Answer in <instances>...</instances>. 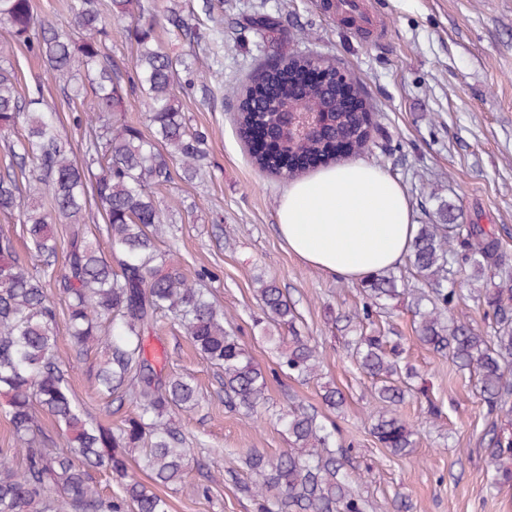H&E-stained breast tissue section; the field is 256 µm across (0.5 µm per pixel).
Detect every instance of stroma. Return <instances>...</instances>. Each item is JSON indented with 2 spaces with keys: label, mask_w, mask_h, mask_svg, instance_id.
Masks as SVG:
<instances>
[{
  "label": "stroma",
  "mask_w": 512,
  "mask_h": 512,
  "mask_svg": "<svg viewBox=\"0 0 512 512\" xmlns=\"http://www.w3.org/2000/svg\"><path fill=\"white\" fill-rule=\"evenodd\" d=\"M173 1L212 41L200 50L158 34L171 55H197L196 68L206 77L210 99L185 95L181 102L191 125L208 135L210 167L201 180L175 176L156 189L160 208L174 220L159 246L176 250L188 279L210 272L209 287L270 383L260 415L230 411L222 371L182 329L164 322L147 336L149 358L193 376L203 395L198 408L172 415L191 441V454L186 482L165 491L171 512H254L241 491L250 480L244 460L255 449L274 457L288 448L275 415L293 401L336 423L368 512H394L403 500L410 512H512V489L495 488L486 472L481 442L488 420L474 382L417 342L407 297L388 301L374 327L401 336L406 360L427 389L396 408L415 428V447L396 457L371 436L372 382L343 350L359 326L355 312L363 296L357 283L305 264L279 236L276 209L288 181L252 163L234 122L233 95L264 61L261 38L247 27L250 18L257 12L279 18L289 51L329 59L362 83L372 108L370 143L359 159L403 185L415 223H439L440 208H447L455 223L493 230L512 256V0H364L382 29L370 39L329 9V0H155L156 11ZM220 13L239 21L240 30L217 37L212 18ZM0 50L16 61L22 87L40 85L55 103L59 132L80 143L84 105L65 101L41 61L1 24ZM260 276L275 280L294 303L298 331L322 354L320 379L302 385L279 370L255 325L263 317L254 293ZM58 351L92 417L117 426L133 414L131 404L97 394L96 351L78 354L64 339ZM325 383L342 392L340 409L323 404ZM431 402L439 409L432 417L426 414ZM202 485L208 494L199 493Z\"/></svg>",
  "instance_id": "1"
}]
</instances>
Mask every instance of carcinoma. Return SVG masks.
I'll return each mask as SVG.
<instances>
[{"label": "carcinoma", "mask_w": 512, "mask_h": 512, "mask_svg": "<svg viewBox=\"0 0 512 512\" xmlns=\"http://www.w3.org/2000/svg\"><path fill=\"white\" fill-rule=\"evenodd\" d=\"M74 29L44 25L34 29L33 0H0V23L12 41L33 49L47 64L68 100L91 98L84 143L76 147L61 136L52 109L39 90L19 91L16 63L0 54V133L23 123L24 133L4 148L10 157L33 158L36 169L8 167L0 173V214L19 212L30 252H18L0 239V394L6 398L16 448V468L0 460V512H56L51 492L63 498L67 512H169L155 487L180 485L186 478L189 449L172 424L176 409H191L201 394L188 377L173 374L148 357L146 335L168 318L185 330L198 352L224 372V403L251 414L265 404L268 376L224 328V309L203 279L193 283L174 254L158 252L155 239L168 217L154 198L155 187L171 178L177 162L183 177L204 174V132L188 124L178 98L177 61L155 38L150 0H109L117 20H128L135 46L133 71L107 52L112 30L100 0H66ZM169 30L201 36L175 8L167 10ZM253 29L280 30L267 14L251 18ZM288 38L270 40L280 65H262L242 92L235 122L240 136L253 122L270 124L269 141L251 147L262 169L285 178L296 176L294 155L311 165L336 161V145L356 154L367 146L357 116L343 111V91L334 68L312 85L294 73L322 57L288 54ZM141 92L150 134L126 121L123 104ZM300 109L322 114L321 133L299 143L279 141L276 113ZM47 199L50 208L39 203ZM97 209L103 220L98 235H88L85 215ZM66 225V248L53 231ZM409 261L423 288L413 302L416 339L473 374L490 417L485 432L486 470L499 488H512V431L498 424L512 416V288L473 289L491 314L492 333L483 334L451 314L458 296L457 276L512 281V258L499 237L480 224H420ZM55 285L67 299V333L77 353H101L95 373L99 392L129 401L134 414L114 428L91 417L76 400L57 351V309L47 295ZM389 270L361 281L366 295L362 320L372 321L384 301L400 295ZM256 297L267 323L286 336H267L280 365L303 380L318 375L320 355L298 334L293 303L273 280H260ZM359 368L374 381L382 411L371 433L396 456L413 447L412 426L393 413L410 389L412 368L403 362L401 343L391 336L362 334L350 343ZM47 413L57 435L39 425L36 411ZM290 448L275 457L256 450L247 458L254 480L247 487L257 512H366L359 476L348 469L347 449L334 445V432L317 413L293 402L279 415ZM148 471L153 485L128 477V460ZM104 468L124 479L122 490L105 496L91 482L89 469Z\"/></svg>", "instance_id": "carcinoma-1"}]
</instances>
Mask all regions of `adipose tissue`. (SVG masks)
<instances>
[{"label": "adipose tissue", "instance_id": "1", "mask_svg": "<svg viewBox=\"0 0 512 512\" xmlns=\"http://www.w3.org/2000/svg\"><path fill=\"white\" fill-rule=\"evenodd\" d=\"M277 229L309 266L356 282L403 263L416 225L403 186L377 166L339 163L289 183Z\"/></svg>", "mask_w": 512, "mask_h": 512}]
</instances>
